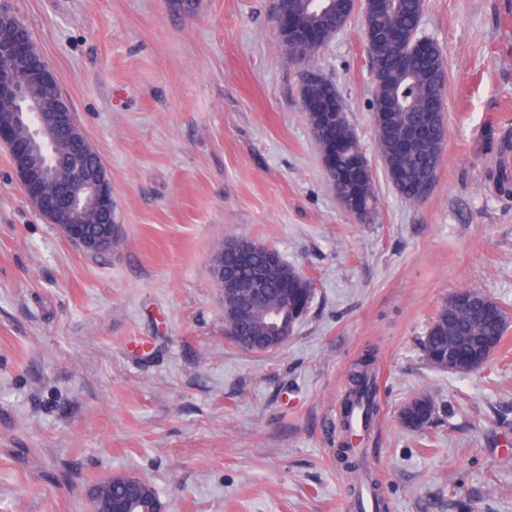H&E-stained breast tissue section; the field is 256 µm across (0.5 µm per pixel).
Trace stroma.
I'll return each mask as SVG.
<instances>
[{
  "instance_id": "1",
  "label": "stroma",
  "mask_w": 512,
  "mask_h": 512,
  "mask_svg": "<svg viewBox=\"0 0 512 512\" xmlns=\"http://www.w3.org/2000/svg\"><path fill=\"white\" fill-rule=\"evenodd\" d=\"M275 3L5 0L112 180L115 241L92 256L48 224L0 145V512H89L115 475L166 512H351L332 424L370 346L387 512H512V327L476 371L421 348L460 289L512 314V197L489 180L512 130V0H424L447 144L422 201L384 171L361 12L311 58L371 167L364 222L326 174ZM239 237L313 282L270 352L224 336L212 258ZM424 393L435 413L408 430L398 411Z\"/></svg>"
}]
</instances>
